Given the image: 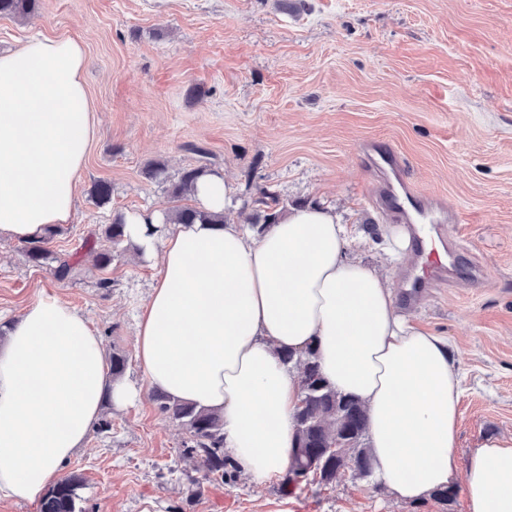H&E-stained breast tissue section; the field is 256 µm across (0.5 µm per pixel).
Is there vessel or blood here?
Returning a JSON list of instances; mask_svg holds the SVG:
<instances>
[{"label": "vessel or blood", "mask_w": 512, "mask_h": 512, "mask_svg": "<svg viewBox=\"0 0 512 512\" xmlns=\"http://www.w3.org/2000/svg\"><path fill=\"white\" fill-rule=\"evenodd\" d=\"M362 161L369 175L376 206L392 221L408 225L410 257L403 275L400 301L416 307L427 300L430 289L441 288L467 275L472 285H480L477 266L461 272L462 254L451 226L458 223L453 203L420 192L406 177L401 154L387 144L374 141L363 146Z\"/></svg>", "instance_id": "b4317fda"}]
</instances>
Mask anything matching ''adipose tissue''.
I'll return each mask as SVG.
<instances>
[{"label":"adipose tissue","mask_w":512,"mask_h":512,"mask_svg":"<svg viewBox=\"0 0 512 512\" xmlns=\"http://www.w3.org/2000/svg\"><path fill=\"white\" fill-rule=\"evenodd\" d=\"M83 47L37 36L0 53V237L70 223L95 135ZM125 233L159 273L137 324L148 388L224 419V450L256 485L292 464L296 376L278 351L315 345L322 375L368 414L375 472L417 503L463 473L468 512H512V440L458 464L461 382L445 338L399 313L384 278L345 255V228L318 207L261 235L235 223L169 224L130 213ZM140 392L112 379L85 315L55 295L0 340V498L35 502L97 423Z\"/></svg>","instance_id":"1"}]
</instances>
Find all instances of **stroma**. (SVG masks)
<instances>
[{"label":"stroma","instance_id":"stroma-1","mask_svg":"<svg viewBox=\"0 0 512 512\" xmlns=\"http://www.w3.org/2000/svg\"><path fill=\"white\" fill-rule=\"evenodd\" d=\"M36 35L82 44L96 135L74 217L48 246L78 265L57 280L51 256L35 263L23 242L0 239V328L59 296L106 351L128 356L124 378L143 389L135 406L104 405L111 429L90 433L63 467L82 474L86 512H467L464 494L408 504L351 470L287 495L279 480L257 487L240 473L186 502L185 432L159 412L133 358L159 268L121 249L101 271L81 244L108 248L115 213L194 205L171 189L205 165L232 190V222L247 223L260 187L318 202L347 225L352 255L396 289L359 156L364 139L389 143L412 182L457 206L456 231L483 272L481 287L460 280L409 311L453 348L456 453L512 438V0H40L37 17H0V51ZM152 162L164 169L155 180L143 175ZM101 180L112 186L105 205L92 194Z\"/></svg>","mask_w":512,"mask_h":512}]
</instances>
